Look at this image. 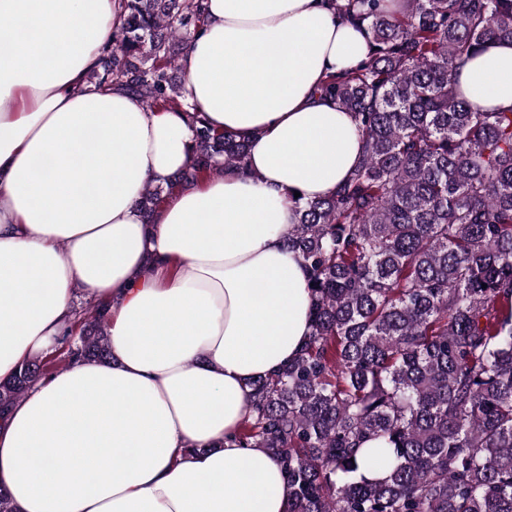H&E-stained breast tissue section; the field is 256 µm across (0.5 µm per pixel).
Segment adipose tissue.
<instances>
[{"mask_svg": "<svg viewBox=\"0 0 512 512\" xmlns=\"http://www.w3.org/2000/svg\"><path fill=\"white\" fill-rule=\"evenodd\" d=\"M181 60L195 113L88 83L116 0H0V380L78 317L108 312L109 364L76 361L0 417V485L18 512H287L279 464L234 437L252 380L311 333L307 273L285 240L294 195L358 165L352 114L319 96L365 59L328 0H205ZM512 109V42L457 73ZM249 145L144 223L139 194L193 159L194 118Z\"/></svg>", "mask_w": 512, "mask_h": 512, "instance_id": "1", "label": "adipose tissue"}]
</instances>
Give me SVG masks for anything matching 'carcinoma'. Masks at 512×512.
I'll use <instances>...</instances> for the list:
<instances>
[{
  "mask_svg": "<svg viewBox=\"0 0 512 512\" xmlns=\"http://www.w3.org/2000/svg\"><path fill=\"white\" fill-rule=\"evenodd\" d=\"M330 2L368 42L322 86L363 155L297 206L288 247L312 283V331L251 383L238 443L280 464L287 512H512V109L473 107L456 83L484 45L512 40V0ZM203 22L202 0H117L91 79L149 110L188 108L175 47ZM193 138L190 166L141 190L145 220L248 156L199 118ZM81 320L65 359L110 358L105 306ZM53 372L37 356L0 381V416Z\"/></svg>",
  "mask_w": 512,
  "mask_h": 512,
  "instance_id": "obj_1",
  "label": "carcinoma"
}]
</instances>
